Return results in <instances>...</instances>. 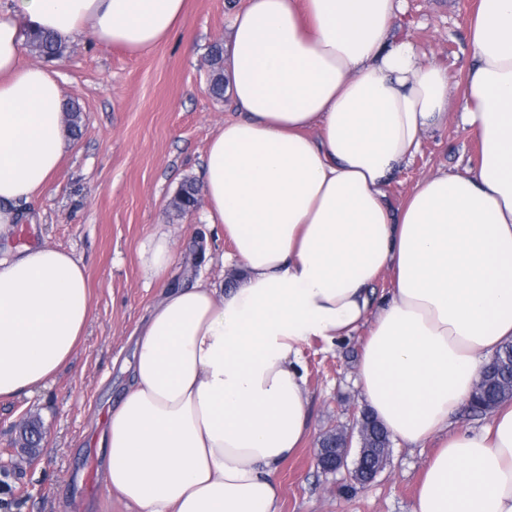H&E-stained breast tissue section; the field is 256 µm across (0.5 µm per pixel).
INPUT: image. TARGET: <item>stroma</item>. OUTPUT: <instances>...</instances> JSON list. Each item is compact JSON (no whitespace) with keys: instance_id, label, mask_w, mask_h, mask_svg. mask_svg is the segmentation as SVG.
<instances>
[{"instance_id":"1","label":"stroma","mask_w":512,"mask_h":512,"mask_svg":"<svg viewBox=\"0 0 512 512\" xmlns=\"http://www.w3.org/2000/svg\"><path fill=\"white\" fill-rule=\"evenodd\" d=\"M244 2L192 0L186 36L146 52L98 50L78 38L49 64L60 73L67 100L81 109V132L30 205L29 221L0 241V252L37 243L73 251L87 271L92 309L78 349L54 382L0 403V461H10L23 417H38L48 440L45 453L0 476V512H127L101 474L95 437L128 383L121 365L132 358L129 338L159 295L142 272L140 247L168 232L174 250L168 281L182 283L191 271L207 282H235L234 269L221 261L229 245L202 210L180 214L172 203L184 181H198L207 144L231 114L228 99L207 91V59L211 45L226 43L228 22ZM477 2L406 0L395 26L459 83ZM477 154L457 120L428 132L419 154L397 173L392 203L400 204L420 179L463 168ZM359 353L356 339L334 348L316 342L304 351L311 431L281 469L282 512H411L424 452L391 445L385 468L364 487L314 461L321 434L352 426L348 410L361 404Z\"/></svg>"}]
</instances>
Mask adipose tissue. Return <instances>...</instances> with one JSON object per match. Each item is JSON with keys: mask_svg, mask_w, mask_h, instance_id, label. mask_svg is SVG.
I'll list each match as a JSON object with an SVG mask.
<instances>
[{"mask_svg": "<svg viewBox=\"0 0 512 512\" xmlns=\"http://www.w3.org/2000/svg\"><path fill=\"white\" fill-rule=\"evenodd\" d=\"M190 0H0V237L56 174L64 92L27 36L152 49ZM402 0H245L230 21L234 117L207 146L205 218L233 286H174L171 243L144 245L161 290L136 330L130 382L98 437L134 512H281L282 465L310 431L304 344L360 336L362 400L423 461L412 512H512V403L461 432L512 341V0H479L460 95L475 164L388 187L449 117L446 68L395 33ZM387 292L377 293L382 275ZM85 267L42 244L0 254V401L54 381L89 322ZM469 408L471 411L475 414H477L470 406L469 402ZM494 410V405L487 404L485 402H479L478 406V412L481 413V415H487L490 414ZM470 412L467 406H465L458 414V416L455 419V426L462 431L471 430V431H479L481 430L485 425H487L491 419V416H481V415H475Z\"/></svg>", "mask_w": 512, "mask_h": 512, "instance_id": "1", "label": "adipose tissue"}]
</instances>
